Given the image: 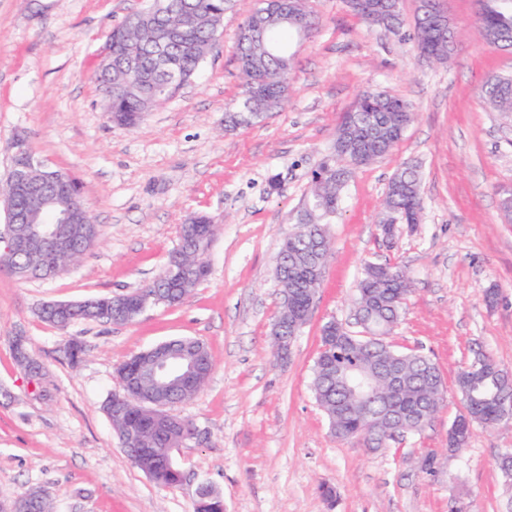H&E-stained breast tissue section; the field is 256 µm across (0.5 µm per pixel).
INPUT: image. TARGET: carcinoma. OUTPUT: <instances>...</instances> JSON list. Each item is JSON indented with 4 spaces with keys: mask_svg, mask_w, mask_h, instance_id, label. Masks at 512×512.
I'll use <instances>...</instances> for the list:
<instances>
[{
    "mask_svg": "<svg viewBox=\"0 0 512 512\" xmlns=\"http://www.w3.org/2000/svg\"><path fill=\"white\" fill-rule=\"evenodd\" d=\"M301 0H275V9L259 17L266 9L261 4L241 26L236 43V58L242 80V100L250 101V114L243 119L239 111L224 112V128L235 130L251 125L268 112H277L288 103L289 73L292 63L290 36L297 30L290 24V13L299 9ZM163 24L177 30L173 40L151 21L141 25L133 22L147 16L148 10L134 12L112 28V66L100 65L96 80L100 85L112 86V97L107 99L106 112L110 122L120 127L135 126L145 113L169 99L179 84L191 81L212 47V35L219 28L231 0H153ZM443 12L439 0H432L430 9L415 18L413 32L408 39L416 50L430 48L437 60L448 59L447 36H438L432 24ZM485 41L496 47L497 30L512 27V0H488L480 22ZM479 97L499 112H512V75H492L479 88ZM414 119L410 104L381 91H366L359 99V107L343 115L336 131V154L351 160V152L343 149L347 131L357 133V146L365 154L368 164L386 154L402 140ZM343 180L333 176L317 179L312 188L311 212L298 220L288 233V251L278 255L276 278L292 290V306L301 308L309 294L313 280L310 267L324 266L330 256L331 242L326 217L336 212ZM80 189L75 178L58 184L56 200L61 205ZM422 209L421 175L419 166L407 165L390 179L384 199L385 218L408 217ZM216 231L195 236L192 226L181 225V256L170 254L166 267L149 287L165 295L175 282L169 274L174 260L192 267L202 262L204 252L211 246ZM0 262L23 271L20 280L43 278L40 263L24 255L3 256ZM376 264L368 262L357 283L356 302L362 306L360 316L364 335L346 330L338 332L332 324L322 328L321 349L313 368V391L326 414L331 433L339 439L357 437L368 424L388 432L402 429L420 434L441 407L443 377L438 366L417 350H400L376 332L393 328L401 316L403 299L410 290L409 278L396 286H387L375 279ZM209 270L193 267V273L179 284L165 305L180 304L191 290L205 280ZM70 320L105 321L125 325L135 317L113 320L87 304L74 306ZM169 344L186 349L201 364L199 383L191 389H176L169 400L175 404L194 399L206 386L214 362L209 348L190 337L169 340ZM152 354L145 351L125 360L121 367H138L143 382L150 383ZM400 379L401 394L395 408L384 398L388 376ZM456 387L461 396L466 420L464 428L489 427L508 416L512 421V374L504 371L489 355L475 353L473 359L457 374ZM112 398H107L104 411L111 417L114 430L129 427L139 429L145 445L165 457L168 439L144 425L145 416L138 408L133 416L114 418L109 412Z\"/></svg>",
    "mask_w": 512,
    "mask_h": 512,
    "instance_id": "1",
    "label": "carcinoma"
}]
</instances>
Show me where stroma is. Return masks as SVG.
Listing matches in <instances>:
<instances>
[{
	"label": "stroma",
	"mask_w": 512,
	"mask_h": 512,
	"mask_svg": "<svg viewBox=\"0 0 512 512\" xmlns=\"http://www.w3.org/2000/svg\"><path fill=\"white\" fill-rule=\"evenodd\" d=\"M149 0H0V178L12 143L81 183L99 237L82 260L49 280L0 272V501L29 487L52 512H194L201 483L224 512H507L512 491L496 467L512 450V425L475 427L467 448L448 449L462 404L456 375L474 349L512 371V113L477 94L489 76L512 73V51L487 44L474 0H442L456 22L446 62L420 58L405 31L416 0H402L403 30L367 25L345 0H310L318 25L293 42L288 106L233 131L224 110L241 100L238 31L256 0H234L197 75L133 128L112 125L94 80L113 26ZM367 88L407 103L414 120L370 165L351 169L328 226L332 254L307 324L287 362L271 328L279 310L274 275L284 237L304 211L312 174L342 167L337 125ZM419 165L423 209L392 238L379 227L392 175ZM206 215L218 225L210 275L179 305L148 307L132 323L41 321L48 301H81L146 286L179 243V227ZM403 267L411 291L389 340L439 367L444 403L421 434L368 450L339 440L311 389L322 326L350 331L364 262ZM23 336L38 380L16 364ZM176 336L209 348L214 370L193 400L170 406L192 439L174 449L181 483L162 487L120 447L103 405L119 365ZM84 347L70 361V340ZM436 472L422 467L426 452ZM336 490L328 503L322 486Z\"/></svg>",
	"instance_id": "1"
}]
</instances>
